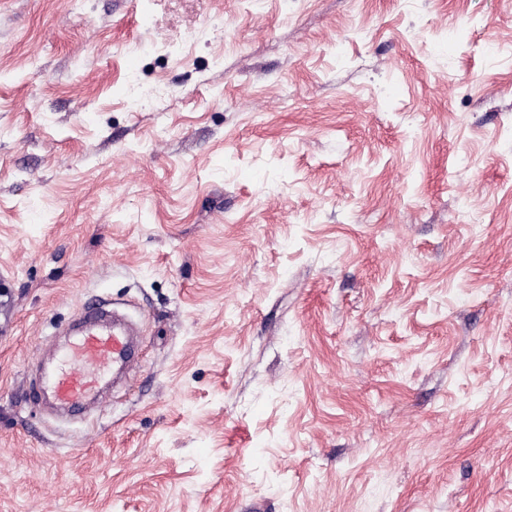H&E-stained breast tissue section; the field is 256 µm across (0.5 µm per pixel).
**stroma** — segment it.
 I'll return each instance as SVG.
<instances>
[{
  "label": "stroma",
  "mask_w": 512,
  "mask_h": 512,
  "mask_svg": "<svg viewBox=\"0 0 512 512\" xmlns=\"http://www.w3.org/2000/svg\"><path fill=\"white\" fill-rule=\"evenodd\" d=\"M0 512H512V0H0ZM78 336L74 351L76 363L59 373L51 386L54 399L63 408L79 407L97 392L96 367L112 365V368L121 370L133 356L129 329L118 321L112 325L103 323L100 306L96 302L85 308L83 327Z\"/></svg>",
  "instance_id": "1"
}]
</instances>
